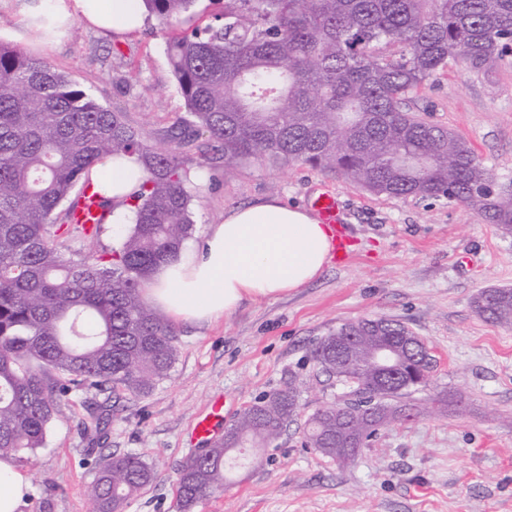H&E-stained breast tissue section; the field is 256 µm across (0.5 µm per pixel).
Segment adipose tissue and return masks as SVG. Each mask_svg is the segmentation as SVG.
<instances>
[{"label": "adipose tissue", "instance_id": "adipose-tissue-1", "mask_svg": "<svg viewBox=\"0 0 512 512\" xmlns=\"http://www.w3.org/2000/svg\"><path fill=\"white\" fill-rule=\"evenodd\" d=\"M87 20L120 33L145 24L142 0H26L23 15ZM107 196L137 189L145 172L136 157L104 161ZM327 228L310 213L277 198L231 210L196 245L162 264L148 279L146 298L171 320L211 321L244 300L274 299L315 279L330 253ZM31 481L14 462L0 459V512H21Z\"/></svg>", "mask_w": 512, "mask_h": 512}]
</instances>
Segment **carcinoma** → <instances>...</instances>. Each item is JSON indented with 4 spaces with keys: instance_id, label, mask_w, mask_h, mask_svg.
Segmentation results:
<instances>
[{
    "instance_id": "cac0c4a2",
    "label": "carcinoma",
    "mask_w": 512,
    "mask_h": 512,
    "mask_svg": "<svg viewBox=\"0 0 512 512\" xmlns=\"http://www.w3.org/2000/svg\"><path fill=\"white\" fill-rule=\"evenodd\" d=\"M196 0H143L169 25ZM512 48V0H224L203 27L172 32L166 49L186 115L171 125L172 148L148 144L122 112L95 100L51 64L0 42V457L21 460L45 444L70 395L94 389L144 396L176 360L172 324L143 299L150 271L196 232L192 189L204 168L248 162L307 165L375 195L446 199L512 231V187L502 184L461 136L407 108L409 96L449 61L475 74ZM201 162L191 167L183 151ZM136 156L146 178L128 196L118 244L86 255L107 223L79 224L78 198L92 190L105 215L96 166ZM476 313L512 324V288L474 298ZM412 335L380 317L347 322L313 352L344 396L304 422L305 446L339 463L355 441L408 421L409 387L336 364V337L356 336L359 359L377 340ZM298 409L293 383L246 408L225 437L190 458L176 483L179 512L224 490L277 439ZM106 410L82 422L96 442ZM156 477L141 455L103 457L91 485L94 512H122Z\"/></svg>"
}]
</instances>
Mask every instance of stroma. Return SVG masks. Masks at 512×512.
Returning a JSON list of instances; mask_svg holds the SVG:
<instances>
[{"instance_id": "obj_1", "label": "stroma", "mask_w": 512, "mask_h": 512, "mask_svg": "<svg viewBox=\"0 0 512 512\" xmlns=\"http://www.w3.org/2000/svg\"><path fill=\"white\" fill-rule=\"evenodd\" d=\"M22 0H0V41L67 74L99 104L125 113L144 139L168 146L185 111L165 51L168 30L153 17L132 35L102 34L79 21L73 32L28 36ZM408 106L462 136L498 178H512V52L488 74L459 62L411 94ZM335 192L353 257L330 260L301 288L244 301L211 324L176 323L177 356L147 396L114 400L104 450L153 461L152 484L124 512H177L179 471L200 445L191 438L213 397L232 425L260 396L287 382L299 411L249 465L245 480L199 502L193 512H512V325L480 318L482 289L512 288V232L444 200L394 198L305 165L206 171L194 191L196 237L231 209L275 197L310 208ZM399 320L437 363L412 404L427 415L382 426L350 464L305 447L302 427L335 402L339 386L320 373L315 345L340 324L366 316ZM98 392L73 394L44 447L20 467L32 490L22 512H90L98 465L78 423Z\"/></svg>"}]
</instances>
